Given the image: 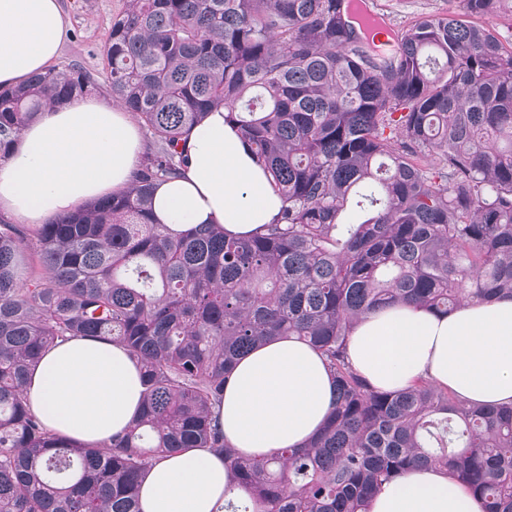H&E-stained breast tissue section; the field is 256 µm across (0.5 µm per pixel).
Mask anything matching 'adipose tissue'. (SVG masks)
Segmentation results:
<instances>
[{"mask_svg":"<svg viewBox=\"0 0 512 512\" xmlns=\"http://www.w3.org/2000/svg\"><path fill=\"white\" fill-rule=\"evenodd\" d=\"M68 27L60 0H0V87L50 71ZM224 109L192 127L182 173L157 184L152 219L173 233L201 224L246 238L276 223L283 200ZM144 162L140 128L105 94L79 95L44 110L0 160V213L43 224L127 190ZM351 367L376 388L396 391L426 379L457 399L512 405V298L463 303L442 314L393 305L357 320ZM140 366L120 345L72 337L48 351L25 387L48 429L100 447L122 432L142 398ZM335 382L322 354L279 338L243 356L227 374L213 415L244 455L307 443L327 420ZM222 455L187 448L154 461L140 486L142 512H224L241 496ZM369 512H483L470 488L440 468H412L386 483Z\"/></svg>","mask_w":512,"mask_h":512,"instance_id":"obj_1","label":"adipose tissue"}]
</instances>
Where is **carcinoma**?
Returning <instances> with one entry per match:
<instances>
[{
  "label": "carcinoma",
  "mask_w": 512,
  "mask_h": 512,
  "mask_svg": "<svg viewBox=\"0 0 512 512\" xmlns=\"http://www.w3.org/2000/svg\"><path fill=\"white\" fill-rule=\"evenodd\" d=\"M461 14L423 17L375 43L365 0H126L104 48L112 101L155 153L120 195L41 225L40 272L0 217V512H141L158 456L210 448L245 496L224 512H367L416 466L465 483L483 512H512V407L470 405L422 381L387 392L347 361L366 312L409 304L446 313L512 297V42ZM64 65L0 88V159L43 109L93 87ZM262 160L285 201L247 239L152 220L157 182L210 110ZM368 212L342 224L349 203ZM295 336L336 382L332 413L305 445L244 456L212 408L236 360ZM70 337L119 342L141 364L138 414L106 448L49 430L27 375Z\"/></svg>",
  "instance_id": "1"
}]
</instances>
